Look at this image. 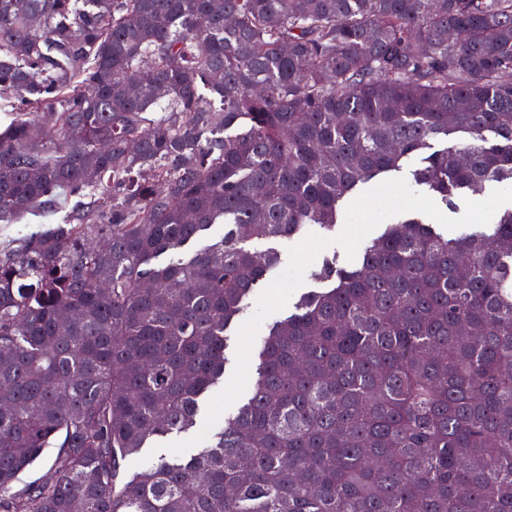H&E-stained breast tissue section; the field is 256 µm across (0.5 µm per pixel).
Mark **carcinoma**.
Returning <instances> with one entry per match:
<instances>
[{
  "label": "carcinoma",
  "instance_id": "1",
  "mask_svg": "<svg viewBox=\"0 0 512 512\" xmlns=\"http://www.w3.org/2000/svg\"><path fill=\"white\" fill-rule=\"evenodd\" d=\"M510 73L512 0H0V224L67 211L0 249V512H512V208L324 257L208 447L123 470L224 380L263 243L412 155L445 207L512 181ZM56 451L55 448H49L30 469L21 475V482H38L48 476Z\"/></svg>",
  "mask_w": 512,
  "mask_h": 512
}]
</instances>
